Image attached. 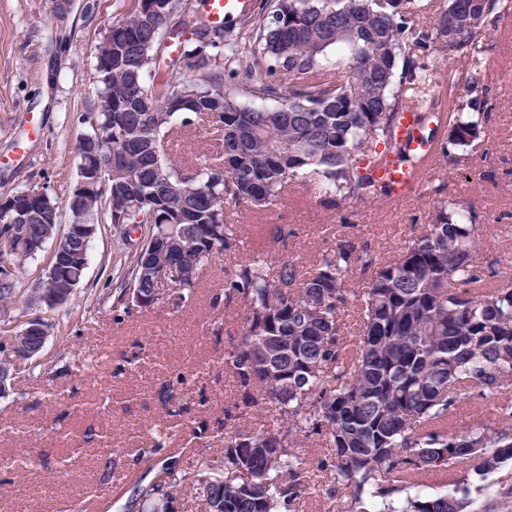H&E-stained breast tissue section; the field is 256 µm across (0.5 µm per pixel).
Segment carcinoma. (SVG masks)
Wrapping results in <instances>:
<instances>
[{"instance_id":"carcinoma-1","label":"carcinoma","mask_w":512,"mask_h":512,"mask_svg":"<svg viewBox=\"0 0 512 512\" xmlns=\"http://www.w3.org/2000/svg\"><path fill=\"white\" fill-rule=\"evenodd\" d=\"M510 9L508 0H448L427 23L415 0H259L202 43L186 37L187 21H211L190 0H120L105 29L112 44L96 48L93 112L80 137L111 131L112 174L105 183L95 176L82 205L67 207L71 223L100 225L106 216L148 227L143 250L122 267L114 321L154 307L136 303L137 293L161 292L169 313L179 312L199 271L220 257L228 265L208 326L223 328L229 307L244 312L238 336L210 366L239 400L221 419L200 417L190 405L195 372L167 370L168 423L137 453L139 462L154 459L175 433L199 448L222 442L224 460L202 456L191 474L165 467L166 481L139 488L142 512H172L189 484L207 512H302L315 470L344 490L339 506L328 495L325 512H465L466 496L427 495L423 478L455 471L465 482L512 459L511 399L499 407V428L448 431L459 405L512 386V282L498 261L479 257L473 213L438 202L391 260L327 224L330 244L309 267L273 255L292 231L278 225L267 244L248 246L230 218L233 208H271L297 184L329 209L391 200L376 171L417 165L420 155L398 143L399 116L436 105V88L448 91V133L427 130L430 160L466 165L482 138L467 113L487 91L481 55ZM178 25L184 41L170 54L168 28ZM243 63L246 91L277 106H245L227 90L224 75ZM205 125L222 135L219 155L171 156L174 134ZM1 201L28 209L0 207V260L15 269L0 277V311L10 310L18 271L44 253L45 239L71 263L52 287L32 284L27 305L54 291L72 298L90 243L58 234L53 200L9 190ZM146 360L135 352L115 374ZM312 438L330 448L314 469L299 451Z\"/></svg>"}]
</instances>
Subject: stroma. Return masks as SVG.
I'll list each match as a JSON object with an SVG mask.
<instances>
[{
  "label": "stroma",
  "instance_id": "1",
  "mask_svg": "<svg viewBox=\"0 0 512 512\" xmlns=\"http://www.w3.org/2000/svg\"><path fill=\"white\" fill-rule=\"evenodd\" d=\"M56 7V0H0V190L42 189L62 204L76 183L82 119L92 110L94 55L117 0H73L62 21ZM491 40L483 67L489 94L481 109L482 141L468 166L442 161L428 166L423 181L441 186L442 199L471 210L481 254L512 268V10L499 18ZM31 116L39 134L29 139L23 130ZM431 210V198L418 191L404 200L334 211L299 185L272 209L242 210L234 219L246 225L252 242L265 240L267 228L288 225L293 233L276 243L275 253L307 266L324 247L320 225H351L359 245L388 259L421 232ZM136 249L122 245L113 226L101 227L72 302L55 309L15 303L12 324L39 317L53 329L43 379L16 378L13 392L0 397V457L22 451L31 459L23 475L0 470V512H16L20 502L26 512H86L82 489L89 483L110 490V512H123L137 482H153L165 465L183 466L200 454L223 458L220 442L200 449L176 436L152 468L136 460L135 449L147 446L162 424L161 384L154 366L131 377L114 376V368L139 348L157 352L165 367L197 370L194 401L203 416H222L237 395L209 366L223 358L224 344L241 322L232 309L225 331L207 327L209 299L224 283V263L217 260L201 271L196 299L181 312L168 315L159 303L115 324L110 305L118 285L116 262ZM103 392L111 399L105 411L99 407ZM501 402L497 396L462 404L448 417L449 431L499 424ZM89 433L112 436L111 451L86 443ZM470 483L485 487L472 495L471 512H512V461L486 476H471Z\"/></svg>",
  "mask_w": 512,
  "mask_h": 512
}]
</instances>
